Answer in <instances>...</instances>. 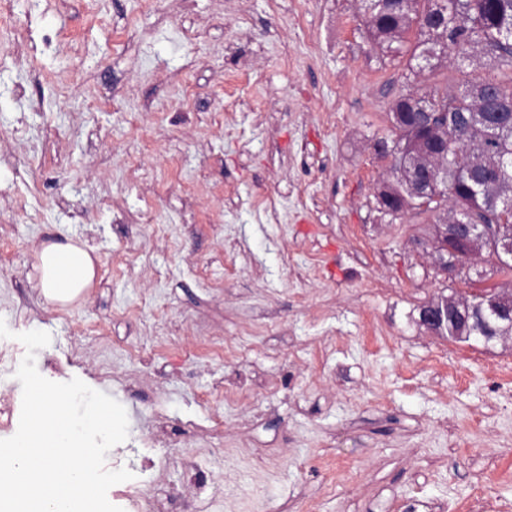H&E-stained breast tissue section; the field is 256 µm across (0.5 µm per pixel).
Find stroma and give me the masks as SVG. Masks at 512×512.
I'll use <instances>...</instances> for the list:
<instances>
[{
	"label": "stroma",
	"mask_w": 512,
	"mask_h": 512,
	"mask_svg": "<svg viewBox=\"0 0 512 512\" xmlns=\"http://www.w3.org/2000/svg\"><path fill=\"white\" fill-rule=\"evenodd\" d=\"M17 25L64 40L17 69ZM484 63L452 54L405 83L404 59L373 45L357 0H194L181 15L167 0H14L0 21V130L21 134L0 150V319L50 334L43 377L81 379L125 408L143 464L111 504L140 488L181 512L163 493L183 487L181 452L207 429L221 451L197 463L224 483L204 512H295L300 500L312 512H465L481 481L512 512V342L420 324L423 305L466 287L422 246L436 213L393 219L375 199L387 167L373 143L395 96L457 89ZM232 101L236 139L214 129ZM110 193L124 215L96 207ZM69 238L90 252L94 281L49 303L35 254ZM90 323L109 347L85 335ZM207 336L236 341V357L221 361ZM237 377L275 388L216 408Z\"/></svg>",
	"instance_id": "obj_1"
}]
</instances>
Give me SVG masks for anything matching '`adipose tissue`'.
<instances>
[{"instance_id":"1","label":"adipose tissue","mask_w":512,"mask_h":512,"mask_svg":"<svg viewBox=\"0 0 512 512\" xmlns=\"http://www.w3.org/2000/svg\"><path fill=\"white\" fill-rule=\"evenodd\" d=\"M39 285L49 302H66L88 287L94 263L87 251L70 243H51L36 256Z\"/></svg>"}]
</instances>
